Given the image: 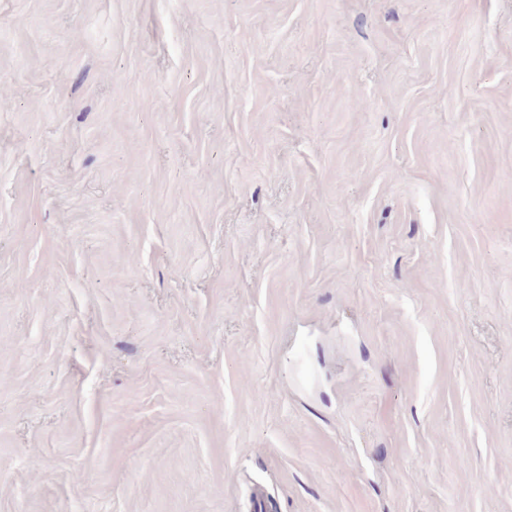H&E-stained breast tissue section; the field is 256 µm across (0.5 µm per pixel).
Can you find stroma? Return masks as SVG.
I'll use <instances>...</instances> for the list:
<instances>
[{
  "label": "stroma",
  "instance_id": "obj_1",
  "mask_svg": "<svg viewBox=\"0 0 512 512\" xmlns=\"http://www.w3.org/2000/svg\"><path fill=\"white\" fill-rule=\"evenodd\" d=\"M0 512H512V0H0Z\"/></svg>",
  "mask_w": 512,
  "mask_h": 512
}]
</instances>
